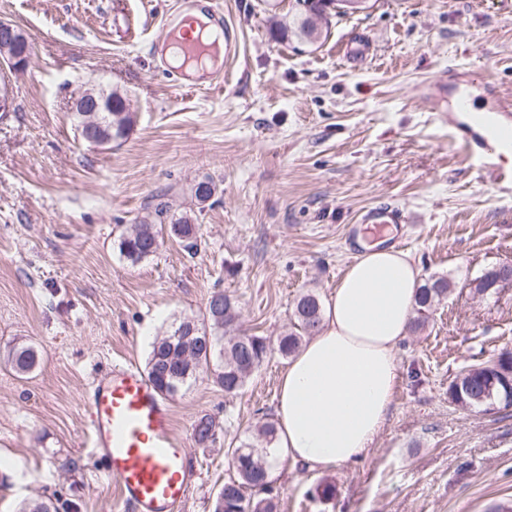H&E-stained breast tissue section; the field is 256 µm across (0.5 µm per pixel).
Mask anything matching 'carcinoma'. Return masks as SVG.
I'll list each match as a JSON object with an SVG mask.
<instances>
[{
	"instance_id": "obj_1",
	"label": "carcinoma",
	"mask_w": 512,
	"mask_h": 512,
	"mask_svg": "<svg viewBox=\"0 0 512 512\" xmlns=\"http://www.w3.org/2000/svg\"><path fill=\"white\" fill-rule=\"evenodd\" d=\"M367 8V0H296L295 11L288 20L278 24L279 33L293 35L301 41L314 43L328 33L331 18L352 14ZM78 125L94 119L104 125L105 137L113 142L124 139L135 119L125 111V95L112 90V112H100L94 117L76 113ZM185 243L189 251L197 246L196 225L192 218L178 211L166 195L154 197L150 213L131 231L121 236L119 250L131 263H139L153 256L159 246V235ZM472 286L483 296L496 293L500 285L493 272H485L474 279ZM451 282L445 277L430 276L419 287L414 308L415 327L428 322L436 306L448 295ZM323 317V306L314 294L301 295L293 307V330L272 340L267 336L233 334L238 318V306L230 296L213 293L202 318H183L167 335L152 347L147 376L164 396H173L200 378L205 369L226 396H237L267 360L278 354L288 357L295 353L301 340L318 330ZM191 346L192 362L183 359L186 346ZM7 363L15 374L25 377L38 365V350L31 344L18 343L7 353ZM448 399L470 408L492 406L512 407V349L504 348L462 370L448 385ZM195 442L206 447L216 440V422L208 416L197 418L192 426ZM276 437L274 423H265L258 437L232 442L226 450L232 465V474L224 480L214 501L213 512H276L273 489L261 484L271 467L270 448ZM61 505L52 499L25 503L22 512H60Z\"/></svg>"
}]
</instances>
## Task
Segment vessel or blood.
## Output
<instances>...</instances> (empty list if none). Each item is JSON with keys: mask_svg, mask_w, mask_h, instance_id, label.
<instances>
[{"mask_svg": "<svg viewBox=\"0 0 512 512\" xmlns=\"http://www.w3.org/2000/svg\"><path fill=\"white\" fill-rule=\"evenodd\" d=\"M469 81L448 86V125L470 162L482 167L498 191L512 190V168L499 163V147L512 149V98L486 86L488 103L475 108ZM365 224H406L408 213L375 207ZM93 460L132 512H175L188 498L197 475L172 423L169 403L147 375L132 364L113 366L98 378L85 400Z\"/></svg>", "mask_w": 512, "mask_h": 512, "instance_id": "b4317fda", "label": "vessel or blood"}]
</instances>
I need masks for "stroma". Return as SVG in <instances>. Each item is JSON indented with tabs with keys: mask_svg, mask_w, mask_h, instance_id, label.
Segmentation results:
<instances>
[{
	"mask_svg": "<svg viewBox=\"0 0 512 512\" xmlns=\"http://www.w3.org/2000/svg\"><path fill=\"white\" fill-rule=\"evenodd\" d=\"M183 0H0V20L28 32L33 54L0 116V512L58 498L69 512H128L82 445L83 398L115 363L146 366L173 323L201 316L217 291L240 308L237 331L277 337L296 299L328 302L367 244L407 251L452 292L397 347L400 381L362 459L327 472L283 469L277 512H487L512 501V408L450 402L465 366L512 348V286L485 297L471 280L512 264V193L464 160L431 87L451 69L512 95V0H370L333 19L326 38H281L293 0H215L239 42L223 87H186L161 40ZM366 46L353 59L350 46ZM126 92L136 123L111 149L78 134L73 95ZM197 250L164 238L133 264L125 229L160 192L189 203ZM394 205L407 224H363ZM34 344L18 377L9 346ZM273 356L236 397L200 380L170 397L173 427L200 472L180 512H213L232 440L273 421ZM217 438L201 447L202 415ZM334 486L320 498V485ZM192 435L195 442L202 446L207 447L216 440V422L208 415L198 417L192 426Z\"/></svg>",
	"mask_w": 512,
	"mask_h": 512,
	"instance_id": "stroma-1",
	"label": "stroma"
}]
</instances>
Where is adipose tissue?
Here are the masks:
<instances>
[{"label":"adipose tissue","instance_id":"1","mask_svg":"<svg viewBox=\"0 0 512 512\" xmlns=\"http://www.w3.org/2000/svg\"><path fill=\"white\" fill-rule=\"evenodd\" d=\"M420 271L408 252L368 248L336 284L319 330L288 361L275 418L278 464L324 472L365 456L392 407L397 346Z\"/></svg>","mask_w":512,"mask_h":512}]
</instances>
